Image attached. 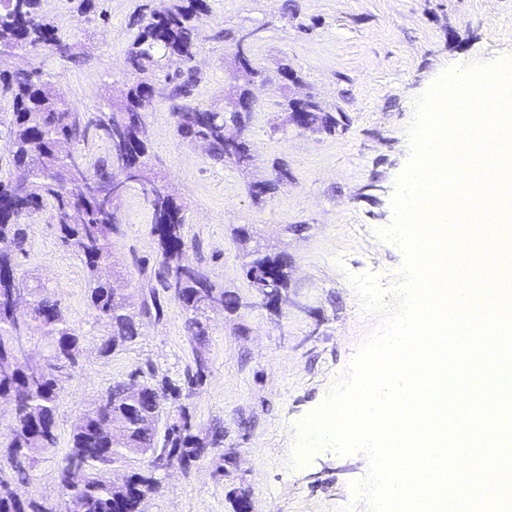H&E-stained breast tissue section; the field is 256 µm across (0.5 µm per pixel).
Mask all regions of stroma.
Returning <instances> with one entry per match:
<instances>
[{
  "label": "stroma",
  "mask_w": 512,
  "mask_h": 512,
  "mask_svg": "<svg viewBox=\"0 0 512 512\" xmlns=\"http://www.w3.org/2000/svg\"><path fill=\"white\" fill-rule=\"evenodd\" d=\"M194 62L197 102L220 108L245 78L233 69L235 38L257 30L251 45L257 98L249 135L256 146L250 169L214 162L206 146L182 135L173 103L157 93L147 110L155 170L165 174L186 208L185 238L212 282L237 297L233 309L207 314L208 334L191 339L187 315L161 294V317L141 313L162 260L151 233L152 211L138 188L124 195L113 262L125 277L141 334L100 354L106 331L87 301L81 261L58 237L51 210L23 224L22 273L62 302L81 337L83 355L64 385L56 414L58 451L66 453L81 414L115 382L137 375L168 379L180 397L166 420L188 413L192 434L208 439L223 428L208 456L172 468L145 512H235L243 492L255 512H368L351 485L368 473L364 454L312 451L303 466L293 454L301 426L322 406L360 347L399 303L395 290L405 251L381 237L392 224L397 180L411 155L417 100L452 63L485 64L512 56V0H206ZM40 0V11L73 35L76 56L61 60L34 50L0 59L7 70L44 65L74 111L96 112L121 98L128 50L155 0ZM301 79L286 88L282 66ZM309 96L348 118L335 134L288 125L289 97ZM287 181L264 201L251 185L274 178V161ZM251 240L240 246L239 227ZM288 256V301L267 309L244 268L254 252ZM202 383L188 387L196 358Z\"/></svg>",
  "instance_id": "obj_1"
}]
</instances>
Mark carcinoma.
I'll return each instance as SVG.
<instances>
[{
  "label": "carcinoma",
  "mask_w": 512,
  "mask_h": 512,
  "mask_svg": "<svg viewBox=\"0 0 512 512\" xmlns=\"http://www.w3.org/2000/svg\"><path fill=\"white\" fill-rule=\"evenodd\" d=\"M205 11L204 0H160L129 50L136 77L126 96L110 104L106 112L72 111L40 65L0 71V100H7L11 107L12 162L25 173L20 181L0 179V393L12 396L16 406L5 425V447L0 448L5 459L0 465V512H135V498L122 496L109 472L129 464L143 449L156 447L155 411L176 394L165 382L140 381L138 391H128L127 383L137 379L135 373L128 381L116 383L104 394L105 404L97 402L84 411L81 427L73 430L69 451L58 462L60 483L66 482L72 467L90 478L74 490L65 489V497L54 507L18 497L17 485L29 482L37 467L56 454V412L64 370L78 364L80 353V337L60 301L19 272L25 217L50 208L61 243L84 265L89 306L108 326L99 343L104 355L139 335V323L128 312L126 295L119 288L121 274L112 267V241L119 233L118 213L129 177L140 186L152 210V233L162 252L157 282L188 314V334L195 340L204 339L206 310L238 304L189 255L184 205L171 193L167 181L151 174L150 168L145 106L157 94L159 74L170 62L181 64L175 74L164 77L169 98L180 101L173 113L178 130L204 141L216 162L241 169L252 164L255 145L247 133L253 112L251 91L240 88L229 97L234 102L232 112L195 102L198 77L193 62L198 23ZM30 49L71 59L76 43L41 14L40 0H0V52ZM345 122L343 113L336 115L321 107L312 113L313 129L320 133L332 134ZM92 132L108 142L109 153L91 163L87 149ZM245 275L261 298L275 285L285 294L288 257L259 253L247 264ZM13 288L27 291V321L7 306ZM31 330L49 345L53 357L35 383L32 367L15 342L16 336ZM220 441L219 430L204 442L184 428L166 434L161 450L187 466ZM131 479L143 495L158 485L146 460Z\"/></svg>",
  "instance_id": "1"
}]
</instances>
